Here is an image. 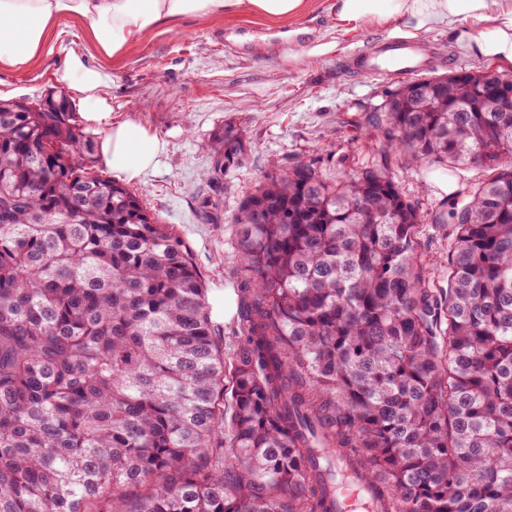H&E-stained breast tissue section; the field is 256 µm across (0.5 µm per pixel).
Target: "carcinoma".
<instances>
[{
  "mask_svg": "<svg viewBox=\"0 0 512 512\" xmlns=\"http://www.w3.org/2000/svg\"><path fill=\"white\" fill-rule=\"evenodd\" d=\"M479 77L366 113L381 162H300L240 201L229 361L192 249L71 101L0 99V512H340L344 475L370 512H512V98ZM244 152L226 130L208 180ZM393 161L491 177L427 217ZM448 232L446 224H431L426 220L418 226V256L427 278L437 287L448 285Z\"/></svg>",
  "mask_w": 512,
  "mask_h": 512,
  "instance_id": "obj_1",
  "label": "carcinoma"
}]
</instances>
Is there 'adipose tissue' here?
I'll use <instances>...</instances> for the list:
<instances>
[{
	"mask_svg": "<svg viewBox=\"0 0 512 512\" xmlns=\"http://www.w3.org/2000/svg\"><path fill=\"white\" fill-rule=\"evenodd\" d=\"M303 8L304 0H0V66L26 68L60 23L87 27L98 62L69 52L60 79L77 95L83 122L102 130L98 154L113 177L139 183L157 166L164 143L141 123L112 117L104 92L113 78L112 59L144 42L166 20L253 15L275 22ZM332 8L339 26L399 23L413 37L467 21L473 26L468 34L473 52L512 67V0H334Z\"/></svg>",
	"mask_w": 512,
	"mask_h": 512,
	"instance_id": "obj_1",
	"label": "adipose tissue"
}]
</instances>
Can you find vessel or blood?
Instances as JSON below:
<instances>
[{"instance_id": "b4317fda", "label": "vessel or blood", "mask_w": 512, "mask_h": 512, "mask_svg": "<svg viewBox=\"0 0 512 512\" xmlns=\"http://www.w3.org/2000/svg\"><path fill=\"white\" fill-rule=\"evenodd\" d=\"M357 69L368 73L388 75H416L426 69L421 48L401 39L379 42L359 51Z\"/></svg>"}]
</instances>
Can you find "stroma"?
Returning a JSON list of instances; mask_svg holds the SVG:
<instances>
[{"mask_svg": "<svg viewBox=\"0 0 512 512\" xmlns=\"http://www.w3.org/2000/svg\"><path fill=\"white\" fill-rule=\"evenodd\" d=\"M331 0H306L299 15L278 24L237 16L213 22L192 19L164 24L159 34L133 48L106 90L113 115L132 118L166 143L157 169L134 189L147 209L175 225L193 250L208 288L216 322L224 326V350L240 341L237 317H225L224 295L236 293L232 218L240 200L253 192L264 173L314 162L336 176L342 168L372 164L376 146L361 130L360 113L372 111L399 87V76H373L349 69L358 48L396 36L394 26L337 29ZM471 25L438 26L420 36L434 54L429 72L448 74L484 66L464 37ZM254 41L239 54L237 39ZM80 26L52 39L34 63L17 70L0 66V83L14 97L39 100L63 91L59 80L68 51H90ZM238 129L246 155L222 179L213 195L205 175L212 148L225 128ZM390 174L406 199L431 214L457 193L463 182L483 179V171L462 175L441 168L410 169L394 164ZM218 198L222 220L202 218L203 202ZM448 232L444 224L419 225L418 256L436 286L448 285Z\"/></svg>", "mask_w": 512, "mask_h": 512, "instance_id": "1", "label": "stroma"}]
</instances>
